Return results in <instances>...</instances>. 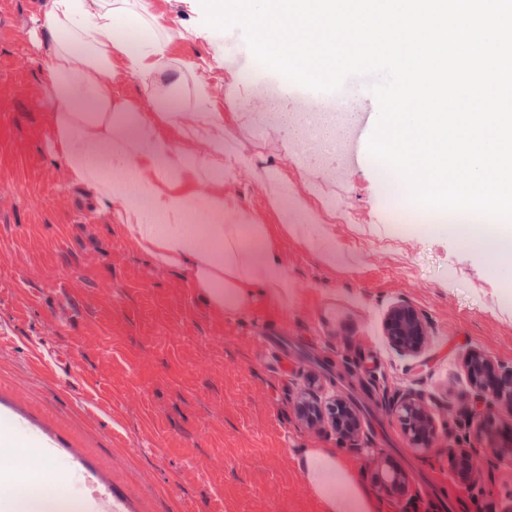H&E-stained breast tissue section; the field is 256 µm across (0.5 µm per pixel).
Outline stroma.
Returning <instances> with one entry per match:
<instances>
[{
    "mask_svg": "<svg viewBox=\"0 0 512 512\" xmlns=\"http://www.w3.org/2000/svg\"><path fill=\"white\" fill-rule=\"evenodd\" d=\"M172 28L171 55L201 65L224 135L248 158L224 183L247 223L278 224L269 184L318 209L301 145L275 126L255 136L265 102L239 73L214 64L216 43L190 35L193 0H151ZM45 0H0V416L48 446L52 468L77 477L93 512H320L293 460L302 448L339 449L367 484L380 458L414 493L439 490L462 512L512 500V467L486 470L474 488L454 478L448 451L472 390L462 367L473 349L512 364V265L465 247L460 225L397 231L372 156L335 186L357 224L322 215L343 257L325 262L288 229L278 247L288 298L260 304L281 337H253L254 313L207 310L174 269L131 248L110 213L70 187L52 148L49 75L33 21ZM405 300L430 327L422 360L383 338L389 306ZM318 378L351 399L362 420L356 448L307 426L298 391ZM423 391L447 425L429 452L412 450L383 390Z\"/></svg>",
    "mask_w": 512,
    "mask_h": 512,
    "instance_id": "obj_1",
    "label": "stroma"
}]
</instances>
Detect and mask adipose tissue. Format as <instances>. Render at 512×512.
Instances as JSON below:
<instances>
[{
	"label": "adipose tissue",
	"instance_id": "adipose-tissue-1",
	"mask_svg": "<svg viewBox=\"0 0 512 512\" xmlns=\"http://www.w3.org/2000/svg\"><path fill=\"white\" fill-rule=\"evenodd\" d=\"M50 76L53 151L69 184L87 190L125 240L182 271L213 310L239 316L288 295L276 227L243 230L224 199V176L248 159L224 136V116L199 85L196 109L174 101L190 64L173 65L170 29L150 0H46L35 20ZM138 79L148 108L115 93ZM205 142L206 154L191 145ZM295 463L322 512H381L383 504L330 448H305ZM59 474L39 443L0 421V492L13 512H81L66 493H45Z\"/></svg>",
	"mask_w": 512,
	"mask_h": 512
}]
</instances>
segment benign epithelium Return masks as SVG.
Returning a JSON list of instances; mask_svg holds the SVG:
<instances>
[{
	"label": "benign epithelium",
	"mask_w": 512,
	"mask_h": 512,
	"mask_svg": "<svg viewBox=\"0 0 512 512\" xmlns=\"http://www.w3.org/2000/svg\"><path fill=\"white\" fill-rule=\"evenodd\" d=\"M383 336L387 345L400 355L418 358L429 346V327L423 313L406 301L392 304L384 317ZM472 386L473 400L461 409L472 421L473 436L485 450L487 462L512 458V425L499 419V411H512V365L505 366L486 354L473 350L464 361ZM386 408L395 415L410 446L428 451L439 439L434 414L424 396L413 388L392 396H383ZM302 421L312 427L327 426L336 435L352 443L361 431V421L350 401L333 397L326 402L310 392L301 393L297 405ZM473 448H452L448 461L456 480L471 483L477 476ZM376 480L381 493L405 495L409 481L404 472L389 461L377 464Z\"/></svg>",
	"instance_id": "7a95c632"
}]
</instances>
